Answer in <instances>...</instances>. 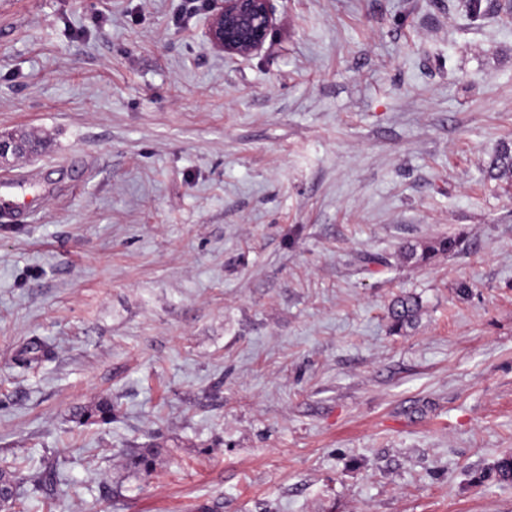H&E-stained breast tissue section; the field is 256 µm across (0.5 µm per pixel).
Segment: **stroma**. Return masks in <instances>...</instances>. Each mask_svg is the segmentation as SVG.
I'll return each instance as SVG.
<instances>
[{"label":"stroma","mask_w":512,"mask_h":512,"mask_svg":"<svg viewBox=\"0 0 512 512\" xmlns=\"http://www.w3.org/2000/svg\"><path fill=\"white\" fill-rule=\"evenodd\" d=\"M464 3L270 0L245 59L211 0H0V463L62 480L10 512H512V0ZM456 247V240L452 238H442L421 245V252L418 254L417 247H408L404 254L409 261L415 260V263H424L438 254L450 253ZM420 305L414 297H400L396 299L389 308V317L394 331H401L403 328L412 326L417 320Z\"/></svg>","instance_id":"obj_1"}]
</instances>
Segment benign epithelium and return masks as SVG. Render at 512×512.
<instances>
[{
  "label": "benign epithelium",
  "mask_w": 512,
  "mask_h": 512,
  "mask_svg": "<svg viewBox=\"0 0 512 512\" xmlns=\"http://www.w3.org/2000/svg\"><path fill=\"white\" fill-rule=\"evenodd\" d=\"M270 0H220L209 17L205 35L210 44L232 57L248 58L266 41L272 26ZM26 152L25 143L0 135V162Z\"/></svg>",
  "instance_id": "benign-epithelium-1"
}]
</instances>
